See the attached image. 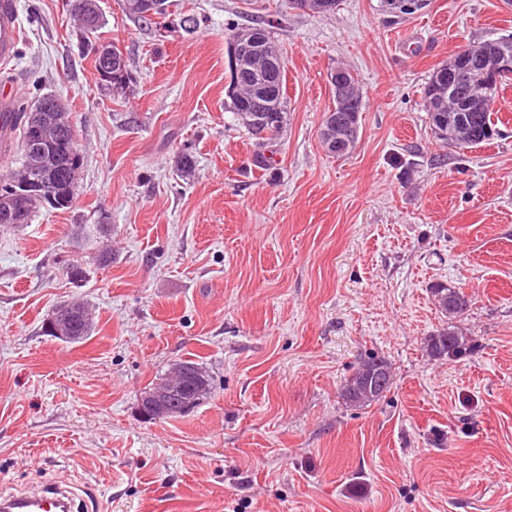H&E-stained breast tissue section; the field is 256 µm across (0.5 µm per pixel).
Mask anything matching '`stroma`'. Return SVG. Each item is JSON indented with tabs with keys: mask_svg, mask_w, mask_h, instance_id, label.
<instances>
[{
	"mask_svg": "<svg viewBox=\"0 0 512 512\" xmlns=\"http://www.w3.org/2000/svg\"><path fill=\"white\" fill-rule=\"evenodd\" d=\"M18 4L17 101H63L82 167L71 209L0 230V496L57 485L87 512H512V85L499 137L464 150L433 136L422 97L461 47L512 37V0L412 14L169 0L152 24L100 0L97 36L129 61L122 99L101 91L69 0ZM262 18L286 61L287 122L260 147L227 109V45ZM339 66L364 102L342 158L319 136ZM439 283L470 300L475 348L455 361L421 348L448 325ZM69 300L95 322L76 343L42 328ZM371 353L394 383L354 410L339 387ZM184 360L213 377L210 397L143 419L141 392Z\"/></svg>",
	"mask_w": 512,
	"mask_h": 512,
	"instance_id": "stroma-1",
	"label": "stroma"
}]
</instances>
